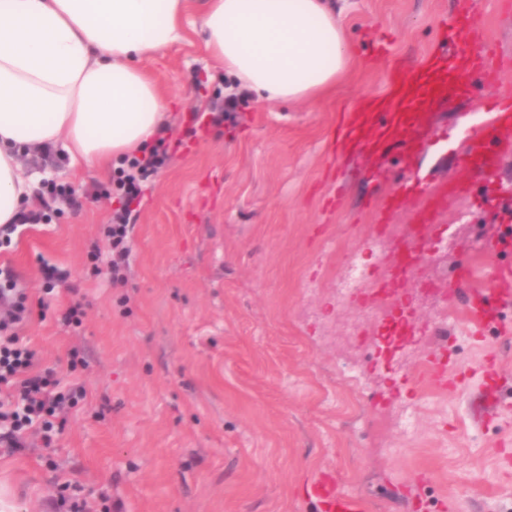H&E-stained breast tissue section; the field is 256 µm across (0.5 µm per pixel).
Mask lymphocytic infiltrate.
<instances>
[{
  "instance_id": "lymphocytic-infiltrate-1",
  "label": "lymphocytic infiltrate",
  "mask_w": 512,
  "mask_h": 512,
  "mask_svg": "<svg viewBox=\"0 0 512 512\" xmlns=\"http://www.w3.org/2000/svg\"><path fill=\"white\" fill-rule=\"evenodd\" d=\"M167 145L158 142L144 157H132L126 168L117 172L115 185L125 206L113 212L107 237L112 249V280H124L129 249L130 231L127 205L140 201L143 182L148 176L165 167ZM29 317L23 296H11L8 289H0V443L10 448L20 447L21 431L39 425L45 446H52L65 424L60 413L73 404L77 390L59 392L49 373L40 371L35 351L26 346L18 332Z\"/></svg>"
}]
</instances>
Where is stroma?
Masks as SVG:
<instances>
[{
  "label": "stroma",
  "mask_w": 512,
  "mask_h": 512,
  "mask_svg": "<svg viewBox=\"0 0 512 512\" xmlns=\"http://www.w3.org/2000/svg\"><path fill=\"white\" fill-rule=\"evenodd\" d=\"M476 2L500 69L490 98L512 91V0ZM350 4L342 24L354 63L316 101L231 96L233 79L198 30L138 60L167 97L169 161L132 207L122 284L112 282L106 236L120 195L97 193L110 172L53 152L25 157L26 171L53 173L39 197L67 184L86 201L77 213L53 203L45 220L19 227L0 244V266L28 296L34 316L22 335L40 369L85 395L52 447L33 432L23 449L0 447L13 512H55L65 488L84 512H309L295 491L321 467L335 469L363 512H512V335L492 325L473 335L448 302L462 264L480 279L512 265V252L488 249L512 225V153L493 181L463 171L482 114L479 100L455 92L422 131L421 165L429 184L464 175L472 193L448 197L426 227L406 201L375 230L368 203L404 177L392 158L363 152L340 162V206L328 207L321 177L338 105L378 94L388 66L414 75L444 54L453 14V0ZM230 96L234 124L193 130L192 111ZM403 244L424 258L395 298L368 290L337 300L349 258L375 280ZM46 264L67 281H46ZM76 300L82 323L64 326ZM404 308L420 337L411 346L384 338ZM439 352L447 388L418 386ZM490 352L509 409L479 421L478 365Z\"/></svg>",
  "instance_id": "1"
}]
</instances>
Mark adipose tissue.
I'll return each instance as SVG.
<instances>
[{
	"label": "adipose tissue",
	"mask_w": 512,
	"mask_h": 512,
	"mask_svg": "<svg viewBox=\"0 0 512 512\" xmlns=\"http://www.w3.org/2000/svg\"><path fill=\"white\" fill-rule=\"evenodd\" d=\"M188 0H0V225L35 203L23 155L59 147L72 163L143 153L167 102L135 59L184 38ZM338 0H205L201 27L238 91L319 99L352 56Z\"/></svg>",
	"instance_id": "obj_1"
}]
</instances>
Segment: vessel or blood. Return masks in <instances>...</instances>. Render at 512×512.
I'll return each mask as SVG.
<instances>
[{
  "instance_id": "vessel-or-blood-1",
  "label": "vessel or blood",
  "mask_w": 512,
  "mask_h": 512,
  "mask_svg": "<svg viewBox=\"0 0 512 512\" xmlns=\"http://www.w3.org/2000/svg\"><path fill=\"white\" fill-rule=\"evenodd\" d=\"M474 0H457L456 14L448 34V52L465 56L468 60L464 75L470 76V89L492 86L498 81V70L493 63L488 42L474 26ZM414 89L406 77L396 69H389L384 88L376 96L367 98L359 108L339 107L329 129L327 151L330 159L365 148L379 153L395 150V163L405 172H412L419 151L416 142L402 139L404 126L421 125L426 115L411 111ZM512 128V95L494 101L484 113L482 126L470 153L462 161L463 168L480 169L486 175H494L500 158L512 151V140L505 138L504 130ZM468 183L457 180L436 187L424 202L418 203L416 215L428 220L432 209L448 196L466 192ZM459 284L471 296L465 320L474 332H481L490 322L495 298L512 294V267H496L491 277L477 281L471 265H463L458 276ZM446 371L445 363L437 356H429L417 380L424 386L439 383ZM483 377L481 399L483 408L495 412L501 408L498 381L502 365L497 356H490L480 365ZM302 497L313 506V512H359L358 500L340 491L333 472L322 471L307 479L302 485Z\"/></svg>"
}]
</instances>
